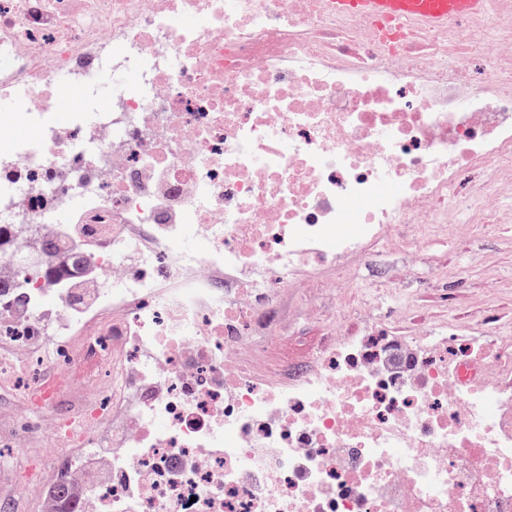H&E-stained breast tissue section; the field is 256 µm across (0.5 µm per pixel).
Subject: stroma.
<instances>
[{
    "instance_id": "stroma-1",
    "label": "stroma",
    "mask_w": 512,
    "mask_h": 512,
    "mask_svg": "<svg viewBox=\"0 0 512 512\" xmlns=\"http://www.w3.org/2000/svg\"><path fill=\"white\" fill-rule=\"evenodd\" d=\"M456 288V306L445 309L430 295L440 281ZM354 300H376V316L395 319L399 301L422 309L436 323L460 320L469 328L485 315H496L501 332L512 334V224L479 228L452 224L432 240L421 258L405 250H380L376 260L351 271ZM31 464L25 448L0 447V505L8 512H38L35 503L15 502V478Z\"/></svg>"
}]
</instances>
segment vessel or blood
<instances>
[{
  "mask_svg": "<svg viewBox=\"0 0 512 512\" xmlns=\"http://www.w3.org/2000/svg\"><path fill=\"white\" fill-rule=\"evenodd\" d=\"M330 11L380 21L422 19L439 22L486 11L488 0H325Z\"/></svg>",
  "mask_w": 512,
  "mask_h": 512,
  "instance_id": "obj_1",
  "label": "vessel or blood"
}]
</instances>
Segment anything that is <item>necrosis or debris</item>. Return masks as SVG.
<instances>
[{"label": "necrosis or debris", "mask_w": 512, "mask_h": 512, "mask_svg": "<svg viewBox=\"0 0 512 512\" xmlns=\"http://www.w3.org/2000/svg\"><path fill=\"white\" fill-rule=\"evenodd\" d=\"M22 116L30 134L17 130ZM512 28L0 0V372L41 512H512V336L302 277L511 224ZM68 223H61V216Z\"/></svg>", "instance_id": "4bbe7bcc"}]
</instances>
